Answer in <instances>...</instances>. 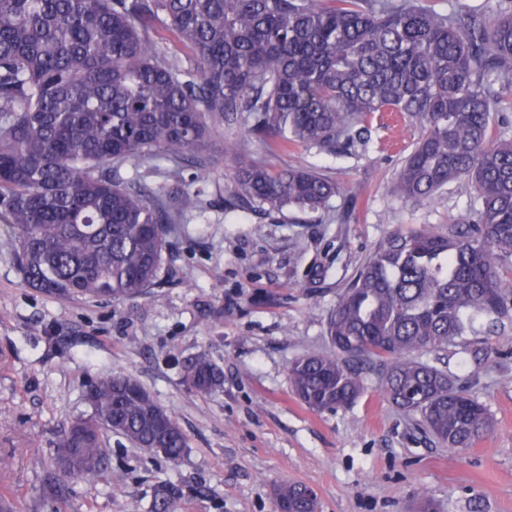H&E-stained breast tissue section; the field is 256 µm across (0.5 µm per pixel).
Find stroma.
<instances>
[{
	"label": "stroma",
	"instance_id": "obj_1",
	"mask_svg": "<svg viewBox=\"0 0 512 512\" xmlns=\"http://www.w3.org/2000/svg\"><path fill=\"white\" fill-rule=\"evenodd\" d=\"M413 134L385 119L365 151L335 159L289 149L279 163L316 168L341 192L318 212L271 214L225 212L233 164L215 135L207 170L184 166L179 183L200 193L203 211L172 225L160 286L132 302L50 298L0 252V487L18 492L15 512H49L39 463L70 419L90 415L86 380L110 371L137 379L187 447L173 465L110 436L119 480H74L61 512H147L164 485L176 512H274L279 483L314 488L322 512H415L424 497L441 512H512V335L422 355L491 414L492 433L467 449L443 447L419 416L393 406L371 365L362 395L335 411L310 410L289 384L293 360L327 347L329 310L387 234L469 217L473 193L462 181L422 203L392 193ZM350 203L354 218L337 220ZM203 350L224 371L223 389L206 397L181 371Z\"/></svg>",
	"mask_w": 512,
	"mask_h": 512
}]
</instances>
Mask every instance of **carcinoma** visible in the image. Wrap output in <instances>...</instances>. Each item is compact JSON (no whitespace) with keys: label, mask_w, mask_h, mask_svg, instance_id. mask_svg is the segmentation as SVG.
Listing matches in <instances>:
<instances>
[{"label":"carcinoma","mask_w":512,"mask_h":512,"mask_svg":"<svg viewBox=\"0 0 512 512\" xmlns=\"http://www.w3.org/2000/svg\"><path fill=\"white\" fill-rule=\"evenodd\" d=\"M494 19L441 13L432 0H0V251L23 281L56 299L124 303L160 284L171 225L202 211L176 181L185 162L244 123L265 153L224 140L233 212H317L340 193L319 172L274 166L273 146L336 157L367 148L378 112L418 135L393 193L422 202L465 181L475 204L445 232L408 227L366 258L327 315L334 351L288 367L299 399L336 410L363 392L360 365L453 449L492 428L487 408L421 354L443 352L481 320L512 322V138L492 112L512 92V0ZM188 49L170 54L156 24ZM163 170L175 184L153 189ZM201 396L224 385L206 352L183 365ZM92 412L64 426L42 495L107 469L105 433L175 465L186 436L134 377L88 379ZM160 488L149 512H169ZM275 512L313 507L300 484L275 488Z\"/></svg>","instance_id":"1"}]
</instances>
